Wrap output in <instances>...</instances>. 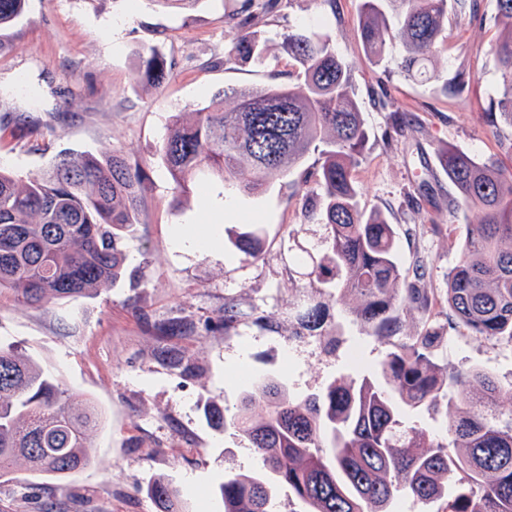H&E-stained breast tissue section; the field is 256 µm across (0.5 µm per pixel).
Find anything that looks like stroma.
Returning a JSON list of instances; mask_svg holds the SVG:
<instances>
[{"label":"stroma","mask_w":512,"mask_h":512,"mask_svg":"<svg viewBox=\"0 0 512 512\" xmlns=\"http://www.w3.org/2000/svg\"><path fill=\"white\" fill-rule=\"evenodd\" d=\"M476 3V14L450 16V37L431 60L434 76L421 83L401 71V45L379 63L368 61L361 0H282L251 26L263 53L246 62L225 59L242 0H195L183 8L149 0H26L22 15L0 29V165L28 175L66 150L100 158L117 152L140 164L147 179L140 222L121 243L119 281L95 296L45 307L0 298V344L30 357L103 414L87 467L58 480L16 461L0 479V512H157L146 492L156 478L181 489L186 512H223L217 484L260 461L246 440L214 426L213 406L236 411L250 383L263 376L304 397L342 374H378L387 347L347 311L333 313L342 351L330 354L316 337L291 335L289 310L328 297L311 275L328 247L325 225L309 214L319 192V152L252 195L240 191L253 179L246 163L233 182L203 174L198 190L179 193L157 152L173 113L215 97L230 110L235 90L295 82L298 67L286 49L295 32L329 37L350 64L368 132L354 172L359 205L393 224L403 273L425 271L432 304L424 312L403 303L402 335H416L426 322L443 325L436 364L454 373L482 370L512 385V341L447 325L448 273L476 218L457 211L437 151L452 145L512 158V127L486 120L501 82L488 48L507 33L492 22L495 0ZM152 52L168 66L158 85L139 71L141 57ZM460 72L469 84L454 98L446 87ZM395 111L412 115L398 133L389 123ZM256 228L265 248L253 260L230 238ZM194 231L199 242L187 244ZM228 304L242 314L230 330ZM173 319L182 321V331L163 333L162 324Z\"/></svg>","instance_id":"stroma-1"}]
</instances>
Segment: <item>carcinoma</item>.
Here are the masks:
<instances>
[{
    "label": "carcinoma",
    "instance_id": "carcinoma-1",
    "mask_svg": "<svg viewBox=\"0 0 512 512\" xmlns=\"http://www.w3.org/2000/svg\"><path fill=\"white\" fill-rule=\"evenodd\" d=\"M281 0H245L239 35L227 58L245 61L261 52L248 26L258 9L274 12ZM385 0H363L360 37L377 63L398 40L400 63L413 81L433 78L429 69L453 11L465 0H397V28L383 12ZM25 0H0V27L24 10ZM495 22L512 32V0H496ZM502 73L500 98L487 119L512 126V35L490 47ZM288 55L301 69L294 84L244 88L227 111L213 100L193 110V120L173 116L159 153L176 188L188 192L195 176L210 170L223 179L248 162L254 192L285 177L313 148L318 204L313 217L328 229L329 256L311 274L336 290V303L353 300L354 320L390 346L381 364L383 383L341 376L320 392L298 399L266 378L248 390L237 411L214 409L210 419L243 437L261 461L249 472L229 473L218 486L224 512H272L280 490L303 512H393L400 495L440 512H512V421L493 417L509 389L488 373L450 374L431 355L442 334L427 323L399 337L402 303L430 306L424 275L410 281L398 264V239L382 212L362 210L354 169L366 142L361 108L349 65L331 40L304 33L288 36ZM146 77L165 76L152 53L142 60ZM440 164L457 190L456 208L475 211L466 225L457 264L448 272V309L475 335L512 340V166L457 148L440 150ZM146 174L121 155L97 158L62 152L47 170L23 176L0 167V295L31 306L89 297L116 280L124 267L121 241L139 223ZM232 244L258 258L256 232ZM296 336H316L332 352L342 346L328 302L314 300L294 316ZM454 387L459 398L447 433L405 424L401 407L440 409ZM103 421L90 401L72 396L31 360L0 346V475L19 459L37 474L57 479L86 467L92 434ZM158 512H180L178 489L162 479L148 486Z\"/></svg>",
    "mask_w": 512,
    "mask_h": 512
}]
</instances>
